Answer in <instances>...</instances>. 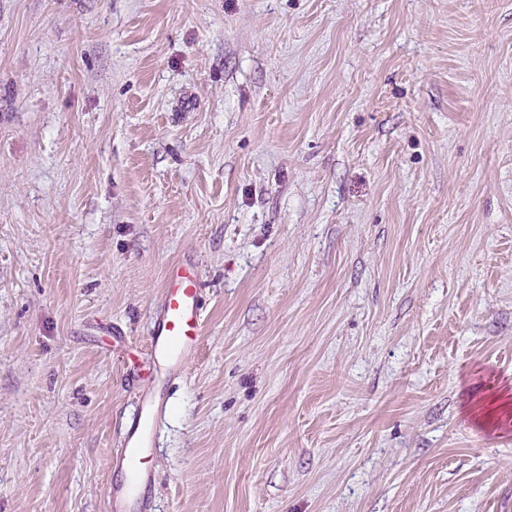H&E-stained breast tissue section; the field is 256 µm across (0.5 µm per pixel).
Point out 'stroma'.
Wrapping results in <instances>:
<instances>
[{"label":"stroma","instance_id":"stroma-1","mask_svg":"<svg viewBox=\"0 0 512 512\" xmlns=\"http://www.w3.org/2000/svg\"><path fill=\"white\" fill-rule=\"evenodd\" d=\"M176 260L153 512H512V0H0V512H106ZM200 293L195 265L179 261L168 267L163 302L146 347L156 376L168 380L195 357L203 316Z\"/></svg>","mask_w":512,"mask_h":512}]
</instances>
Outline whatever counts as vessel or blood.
Returning a JSON list of instances; mask_svg holds the SVG:
<instances>
[{
    "mask_svg": "<svg viewBox=\"0 0 512 512\" xmlns=\"http://www.w3.org/2000/svg\"><path fill=\"white\" fill-rule=\"evenodd\" d=\"M200 274L187 261L171 264L166 272L163 302L149 333L147 353L154 373L171 378L195 357L202 327ZM169 410L165 394L143 395L136 418L123 433L120 448L111 455V469L123 471L126 480L108 485L107 512H148L145 490L155 474L145 465L157 446L158 429Z\"/></svg>",
    "mask_w": 512,
    "mask_h": 512,
    "instance_id": "obj_1",
    "label": "vessel or blood"
}]
</instances>
